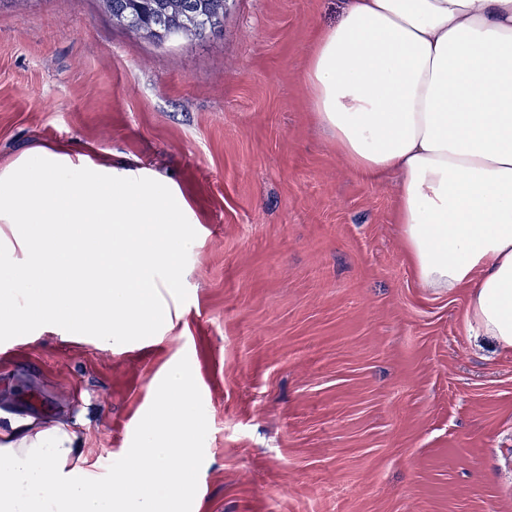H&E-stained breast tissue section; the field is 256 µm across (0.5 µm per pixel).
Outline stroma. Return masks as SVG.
<instances>
[{"label": "stroma", "instance_id": "stroma-1", "mask_svg": "<svg viewBox=\"0 0 512 512\" xmlns=\"http://www.w3.org/2000/svg\"><path fill=\"white\" fill-rule=\"evenodd\" d=\"M342 8L228 0L221 32L161 46L96 0L0 8V172L38 148L146 169L197 232L153 336L10 339L1 425L118 467L178 366L201 417L184 512H512V353L470 329L467 289L420 286L394 178L351 171L307 108Z\"/></svg>", "mask_w": 512, "mask_h": 512}]
</instances>
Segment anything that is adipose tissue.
I'll return each mask as SVG.
<instances>
[{"mask_svg": "<svg viewBox=\"0 0 512 512\" xmlns=\"http://www.w3.org/2000/svg\"><path fill=\"white\" fill-rule=\"evenodd\" d=\"M303 80L349 168L395 176L421 285L469 289V324L512 352V0H345ZM199 425L193 383L171 368L106 486L72 465L67 430H0V512H182Z\"/></svg>", "mask_w": 512, "mask_h": 512, "instance_id": "1", "label": "adipose tissue"}]
</instances>
